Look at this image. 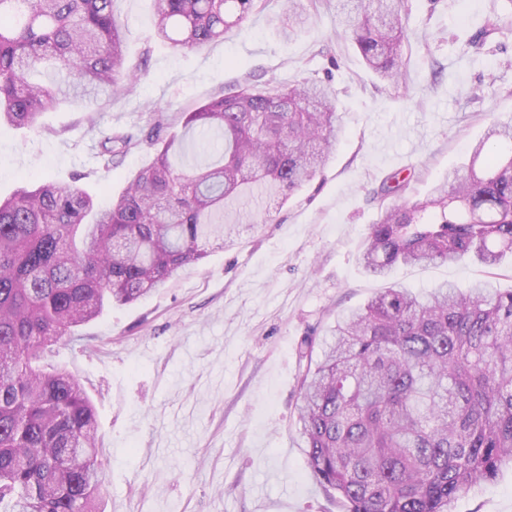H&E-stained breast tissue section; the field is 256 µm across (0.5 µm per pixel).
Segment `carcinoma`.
Listing matches in <instances>:
<instances>
[{
	"label": "carcinoma",
	"mask_w": 512,
	"mask_h": 512,
	"mask_svg": "<svg viewBox=\"0 0 512 512\" xmlns=\"http://www.w3.org/2000/svg\"><path fill=\"white\" fill-rule=\"evenodd\" d=\"M114 0H0V126L39 128L65 103L134 87ZM288 0L283 34L306 14ZM267 0H153L156 33L172 50L221 41ZM403 0H336V34L381 79L407 65ZM504 17L464 45L479 53ZM50 66L61 79H33ZM202 151L171 160L175 140L147 135L153 161L102 207L76 182L25 184L0 198V512H104L96 413L83 384L49 361L107 303L132 304L233 244L243 205L288 200L324 168L342 125L331 88L246 81L182 113ZM131 135L103 134L106 167ZM405 187L394 173L361 250L365 272L397 265L512 257V121L494 120L469 163L423 200L385 204ZM298 349L297 425L307 461L345 512H454L458 494L512 467V288L443 283L420 296L382 289L336 319L319 361Z\"/></svg>",
	"instance_id": "cac0c4a2"
}]
</instances>
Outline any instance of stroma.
<instances>
[{"label":"stroma","instance_id":"1","mask_svg":"<svg viewBox=\"0 0 512 512\" xmlns=\"http://www.w3.org/2000/svg\"><path fill=\"white\" fill-rule=\"evenodd\" d=\"M309 14L293 39L277 30L268 0L226 40L173 51L157 38L151 0H114L131 62L145 75L129 94L44 113L40 129L0 128V196L42 181L78 179L96 197L120 194L154 155L132 148L106 169L103 132L140 135L163 115L162 136L182 111L247 80L330 83L343 133L323 171L288 201L262 204L236 244L211 249L165 287L83 325L85 344L55 363L85 386L96 409L105 512H343L311 472L297 431L305 336L327 339L338 316L386 284L424 292L443 282L512 287V261L398 267L367 275L360 249L379 215L370 192L391 173L401 198L426 196L464 165L492 119L512 118V27L481 54L462 45L512 0H406V87L380 81L337 38L334 6L301 0ZM455 512H512V468L461 492Z\"/></svg>","mask_w":512,"mask_h":512}]
</instances>
